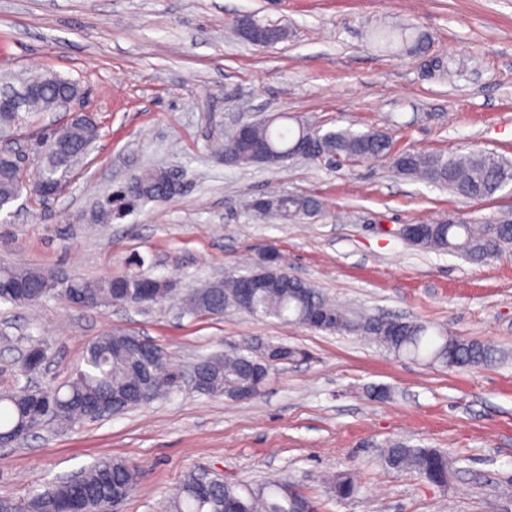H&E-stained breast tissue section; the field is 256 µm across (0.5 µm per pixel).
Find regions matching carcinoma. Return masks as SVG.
I'll return each mask as SVG.
<instances>
[{
  "label": "carcinoma",
  "mask_w": 512,
  "mask_h": 512,
  "mask_svg": "<svg viewBox=\"0 0 512 512\" xmlns=\"http://www.w3.org/2000/svg\"><path fill=\"white\" fill-rule=\"evenodd\" d=\"M371 38L377 47L391 52L406 46L417 52L424 48V36L413 27L396 26L377 29ZM36 89L25 96V112L0 109V131L8 133L27 118H36L54 109L56 102L78 87V83L55 72L46 71L24 77ZM286 113L268 116L262 124H252L245 138L233 149L231 163L236 165H276L288 156L309 161L321 158L363 160L380 158L391 161L395 170L405 177L419 178L443 186L455 195L469 200H485L512 183V162L489 152L467 155H446L430 151L395 149L392 138L383 131H354L350 128L323 130L301 120L292 131L281 125ZM98 137V129L83 122H70L42 139L37 151L35 185L52 186L88 150ZM142 189L127 186L119 190L99 216L100 223L122 215L150 202H166L176 196L172 184L157 168H149L139 176ZM26 180L23 170L11 163H0V204L16 200ZM269 214L280 221L299 220L317 214L321 200L313 195L285 194L270 196ZM421 235L409 243L422 249L458 255L469 262L479 263L501 256L512 249V223L467 224L436 221L420 225ZM270 272L254 289L253 305L248 314L257 318H276L286 324H300L336 334L367 336L396 357L422 362L443 369L476 368L495 358V350L476 339L451 336L419 321L367 318L343 305L327 300L309 282L286 272L281 257L274 253L255 269L253 275ZM0 279L27 285L34 306L50 295H61L68 303L78 295L91 300V306L110 305L112 298L121 297L130 306L158 304L169 298L167 281L138 272L109 275L96 281L72 279L65 288H47L54 280L45 270L18 268L0 263ZM155 288L149 299L140 298L143 283ZM242 289L237 277L224 279L212 288L191 290L185 298V310L191 315H219L224 303L231 302ZM136 336L107 332L91 343L84 356L85 369L63 387L37 388L48 414L42 425L67 426L92 418L88 409L103 400L112 401V414L142 405L135 393L144 379L154 385L153 398L170 393L174 375L164 352L152 349L157 361L142 362L132 349ZM305 357V352L284 343L260 357L254 351L241 348L224 354H212L198 361L208 379L203 393L236 398V391L250 388L259 393L267 384L271 370L281 364ZM25 389L0 395V444L7 445L32 431L27 426L30 407ZM385 468L397 472H412L430 485L445 489L448 485L450 462L448 454L437 448H422L405 440L388 442L380 455ZM139 481V473L125 460L102 457L85 472L80 483L91 497L85 512H111L112 499L128 497ZM329 492L339 501L356 497L360 485L349 471L325 477ZM74 493V484L66 481L34 492L25 502L26 512H60L61 506ZM305 496L293 490L285 479L262 483L228 482L216 477H204L198 482L190 474L176 492L163 504V512H297Z\"/></svg>",
  "instance_id": "carcinoma-1"
}]
</instances>
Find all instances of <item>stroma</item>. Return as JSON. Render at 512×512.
Returning a JSON list of instances; mask_svg holds the SVG:
<instances>
[{"label": "stroma", "instance_id": "35a3bbf8", "mask_svg": "<svg viewBox=\"0 0 512 512\" xmlns=\"http://www.w3.org/2000/svg\"><path fill=\"white\" fill-rule=\"evenodd\" d=\"M244 16L284 28L286 39L244 40ZM399 24L424 33L427 51L371 44L372 29ZM43 70L79 83V109L99 136L59 196L24 194L0 210V262L90 281L135 270L176 291L147 309L78 308L57 296L32 309L0 302V393L66 385L109 331L156 343L179 369L256 338L309 358L278 365L249 400L185 387L0 446V495L26 499L109 456L139 472L118 512H157L193 472L285 477L319 512H512V252L474 264L398 235L451 215L510 219L512 192L467 200L385 160L234 166L211 148L237 122L287 112L327 130H381L399 149L512 159V0H0V73ZM153 166L176 172L182 194L97 223L112 189ZM275 194H312L323 206L293 223L255 211ZM270 248L334 302L427 322L507 357L433 369L359 336L232 308L183 313L187 289L246 273ZM33 339L49 357L27 377L16 362ZM373 385L390 398L368 399ZM396 439L447 451L446 490L381 467L382 446ZM340 471L362 485L345 502L322 482Z\"/></svg>", "mask_w": 512, "mask_h": 512}]
</instances>
